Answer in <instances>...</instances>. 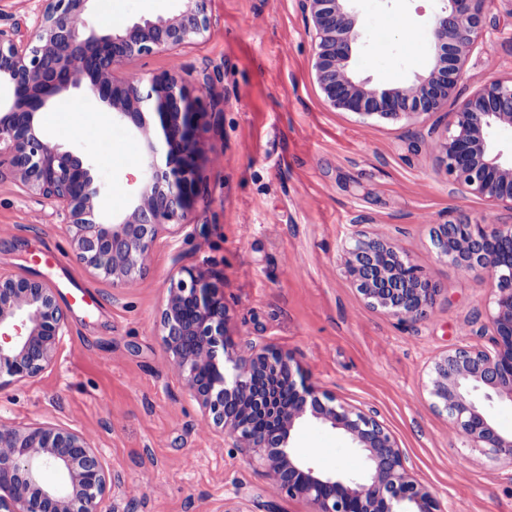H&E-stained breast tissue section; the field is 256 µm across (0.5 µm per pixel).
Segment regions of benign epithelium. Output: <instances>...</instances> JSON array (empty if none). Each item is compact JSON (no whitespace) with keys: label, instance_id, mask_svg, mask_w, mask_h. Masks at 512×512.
I'll use <instances>...</instances> for the list:
<instances>
[{"label":"benign epithelium","instance_id":"1","mask_svg":"<svg viewBox=\"0 0 512 512\" xmlns=\"http://www.w3.org/2000/svg\"><path fill=\"white\" fill-rule=\"evenodd\" d=\"M40 2L32 35L0 29V90L7 93L0 98V180L54 201L76 258L112 287L130 288L158 233L184 228L198 203L199 131L213 112L204 85L191 90L178 74L136 76L126 66L202 38L210 27L208 0H179L169 16L108 28L92 23L96 0ZM350 2L301 0L312 24L316 79L334 109L386 119L437 112L470 53L485 44L490 0H441L428 75L396 88H370L352 67L361 33ZM84 81L112 122L132 125L147 145L140 194L113 224L96 218L101 185L91 166L49 140L37 123L50 99ZM499 129L512 130V84L491 81L452 113L434 149L453 184L512 214V159L495 149ZM434 245L439 256L467 271L491 273L498 288L488 316L493 349L463 346L437 357L429 374L432 404L447 413L458 441L512 464V436L496 429L482 404L494 398L512 403V224H440ZM346 266L368 307L404 320L427 317L437 288L391 240L354 239ZM225 321L219 288L195 268L179 266L160 318L164 345L205 426L257 459L273 487L309 501L314 512H442L433 492L414 479L377 411L316 391L286 351L229 343ZM67 330L46 282L0 273V370L19 379L37 375L52 363ZM306 423L341 431L365 454L367 473L326 474L299 455L293 434ZM47 466L58 470L62 485L43 483ZM108 484L98 449L84 435L0 422V512H101Z\"/></svg>","mask_w":512,"mask_h":512}]
</instances>
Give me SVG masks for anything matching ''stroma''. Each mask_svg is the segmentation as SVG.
<instances>
[{
	"instance_id": "1",
	"label": "stroma",
	"mask_w": 512,
	"mask_h": 512,
	"mask_svg": "<svg viewBox=\"0 0 512 512\" xmlns=\"http://www.w3.org/2000/svg\"><path fill=\"white\" fill-rule=\"evenodd\" d=\"M355 7L359 78L390 89L428 73L440 0ZM208 10L202 42L128 65L206 83L217 113L200 137L201 200L182 232L158 237L134 287H112L76 260L53 201L0 181V272L46 281L69 323L51 366L0 378V418L84 433L112 478L102 512H313L277 493L258 462L204 427L159 330L180 261L223 289L233 341L286 350L316 388L376 408L443 512H512V464L450 436L428 394L437 356L491 345L475 316L492 311L496 279L440 258L433 231L456 220L490 223L496 213L451 185L433 144L469 94L493 79L512 81V0H490L488 46L469 57L447 109L396 120L326 105L298 0H209ZM72 105L88 122L73 123ZM37 122L91 165L103 184L101 217L121 216L141 189L143 138L113 124L85 86L52 99ZM373 233L393 239L432 279L437 294L426 318L405 322L360 299L345 248ZM81 290L94 306L70 303ZM293 444L323 472L366 469L329 427L302 426Z\"/></svg>"
}]
</instances>
